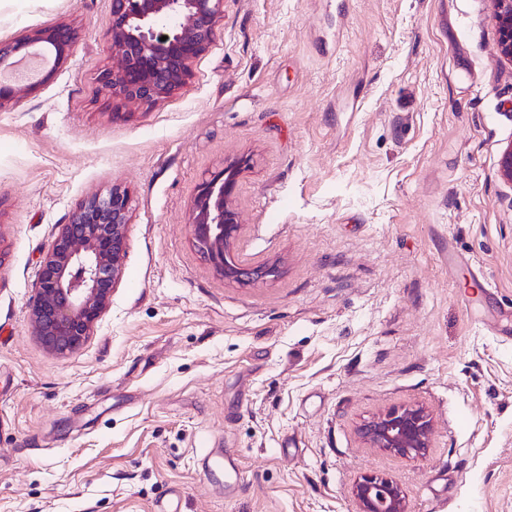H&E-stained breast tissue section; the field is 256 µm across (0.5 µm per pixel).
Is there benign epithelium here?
<instances>
[{
  "instance_id": "obj_1",
  "label": "benign epithelium",
  "mask_w": 512,
  "mask_h": 512,
  "mask_svg": "<svg viewBox=\"0 0 512 512\" xmlns=\"http://www.w3.org/2000/svg\"><path fill=\"white\" fill-rule=\"evenodd\" d=\"M492 18L500 54L512 64V0H492ZM109 37L119 67L100 76L107 98L154 103L184 88L192 65L211 45L224 14V0H110ZM166 40H161V37ZM76 33L67 23L36 28L10 42H0V72L12 59L31 56L45 44L54 51L51 68L29 84L49 81L73 53ZM246 161L225 166L204 179L194 200L190 224L193 241L224 278L248 282L258 270L227 264V250L236 239L238 214L232 203L236 178ZM499 176L512 183V141L501 151ZM130 201L114 188L92 196L62 225L48 250L30 302L31 320L43 345L57 354L79 349L112 302L124 273ZM434 424L420 405L391 408L363 423L360 438L373 448L402 457L426 454ZM358 512H407L399 483L364 475L354 485Z\"/></svg>"
}]
</instances>
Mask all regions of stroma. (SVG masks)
<instances>
[{
    "mask_svg": "<svg viewBox=\"0 0 512 512\" xmlns=\"http://www.w3.org/2000/svg\"><path fill=\"white\" fill-rule=\"evenodd\" d=\"M109 0H0V41L78 33L0 109V512H512V65L490 0H224L189 84L110 101ZM248 159L242 285L197 250L199 183ZM130 198L110 309L61 355L28 303L75 208ZM494 285L483 295L461 258ZM425 455L358 428L405 405ZM358 512H407L399 483L376 475H364L354 485Z\"/></svg>",
    "mask_w": 512,
    "mask_h": 512,
    "instance_id": "1",
    "label": "stroma"
}]
</instances>
